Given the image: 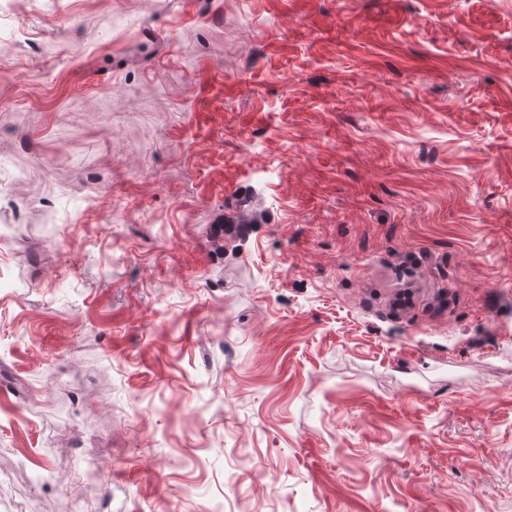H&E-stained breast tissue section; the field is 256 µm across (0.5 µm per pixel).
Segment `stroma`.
I'll return each instance as SVG.
<instances>
[{
  "instance_id": "35a3bbf8",
  "label": "stroma",
  "mask_w": 512,
  "mask_h": 512,
  "mask_svg": "<svg viewBox=\"0 0 512 512\" xmlns=\"http://www.w3.org/2000/svg\"><path fill=\"white\" fill-rule=\"evenodd\" d=\"M0 512H512V0H0Z\"/></svg>"
}]
</instances>
